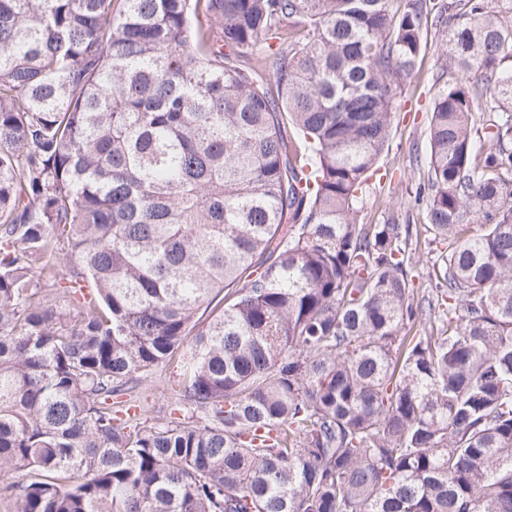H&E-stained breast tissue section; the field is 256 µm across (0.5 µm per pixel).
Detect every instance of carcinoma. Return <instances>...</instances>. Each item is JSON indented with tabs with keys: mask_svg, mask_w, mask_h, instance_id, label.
<instances>
[{
	"mask_svg": "<svg viewBox=\"0 0 512 512\" xmlns=\"http://www.w3.org/2000/svg\"><path fill=\"white\" fill-rule=\"evenodd\" d=\"M507 13L0 0L18 512H512ZM430 24L454 77L419 194L448 249L420 292L412 225L363 224L359 203ZM162 363L186 411L157 425L126 404Z\"/></svg>",
	"mask_w": 512,
	"mask_h": 512,
	"instance_id": "1",
	"label": "carcinoma"
}]
</instances>
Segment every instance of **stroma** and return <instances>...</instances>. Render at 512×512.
<instances>
[{
	"label": "stroma",
	"instance_id": "35a3bbf8",
	"mask_svg": "<svg viewBox=\"0 0 512 512\" xmlns=\"http://www.w3.org/2000/svg\"><path fill=\"white\" fill-rule=\"evenodd\" d=\"M427 48L420 58L422 77L404 90L393 109L389 149L379 162V173L371 181L364 197L360 220L380 224L393 219L417 228L412 240L414 283L425 289L435 283L433 263L436 258L423 227L427 222L424 203L415 199L416 188L426 175V162L417 156L424 148L431 100L436 91L433 74L441 64V46L435 35H427ZM140 402L160 411L162 416L179 406V377L170 364L157 366L146 382Z\"/></svg>",
	"mask_w": 512,
	"mask_h": 512
}]
</instances>
